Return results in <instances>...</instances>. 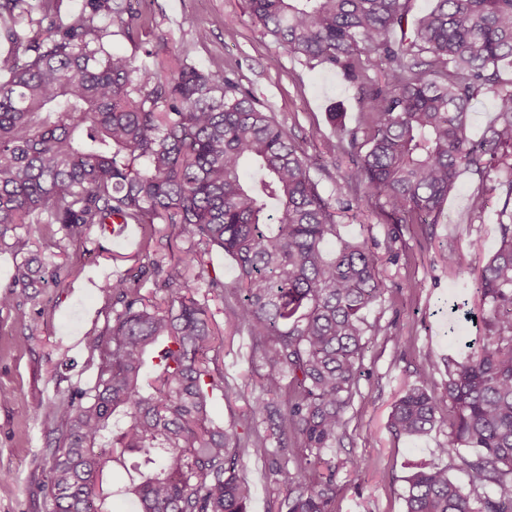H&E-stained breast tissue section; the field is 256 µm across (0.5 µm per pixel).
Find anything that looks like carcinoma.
Returning a JSON list of instances; mask_svg holds the SVG:
<instances>
[{
    "instance_id": "carcinoma-1",
    "label": "carcinoma",
    "mask_w": 512,
    "mask_h": 512,
    "mask_svg": "<svg viewBox=\"0 0 512 512\" xmlns=\"http://www.w3.org/2000/svg\"><path fill=\"white\" fill-rule=\"evenodd\" d=\"M58 2L41 0L35 17L29 0H0V16L13 20L0 39L17 46L0 55V242L22 224L44 225L39 233L57 249L84 243L95 225L118 235L136 224L148 243L163 224L164 238L187 247L165 268L153 261L161 302L126 275L102 283L112 323L91 344L96 380L48 406L59 433L43 449L45 512H101L105 448L151 468L123 490L133 512H250L240 474L250 448L281 477L286 512H334L336 455L368 344L364 312L384 292L376 257L363 241L323 254L337 222L310 176L315 159L223 71L168 68L158 48L143 49L137 64L112 52V31L98 24L106 15L141 45L146 21L130 7L85 0L64 22ZM434 2L412 22L410 0H248V11L287 52L353 79L365 53L387 66L389 82L362 94L363 136L330 117L353 157L356 202L380 203L388 223H435L464 169L507 173L492 187L504 195L499 245L472 281L482 336L448 356L442 388L426 375L410 384L390 427L421 436L448 418L437 457L455 456L471 486L436 460L421 463L405 512H512V80L500 70L512 65V0ZM481 93L494 95L496 118L472 141ZM215 250L236 262L233 283L209 273ZM193 273L205 284L200 299L188 287ZM50 282L60 287L59 273L36 278L28 263L16 265L0 309L27 323L21 301ZM228 287L224 317L250 337L263 372L250 418L224 427L211 416L214 392H242L224 381V338L207 302L224 300ZM118 415L127 422L115 432ZM289 448L307 450L293 454L292 472Z\"/></svg>"
}]
</instances>
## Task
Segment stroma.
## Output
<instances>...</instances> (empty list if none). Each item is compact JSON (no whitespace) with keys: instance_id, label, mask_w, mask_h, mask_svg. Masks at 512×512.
Returning a JSON list of instances; mask_svg holds the SVG:
<instances>
[{"instance_id":"obj_1","label":"stroma","mask_w":512,"mask_h":512,"mask_svg":"<svg viewBox=\"0 0 512 512\" xmlns=\"http://www.w3.org/2000/svg\"><path fill=\"white\" fill-rule=\"evenodd\" d=\"M140 11L151 26L148 45H162L167 58L185 56L198 67L223 70L318 158L310 176L338 212L337 235L326 243V254L335 253L341 242L364 240L377 258L384 293L366 311L375 334L346 413L343 450L344 455L360 458L363 469L355 475L337 467L333 508L404 512L409 462L433 459L436 448L447 441L449 427L442 421L424 436L398 435L390 428L391 409L420 374H431L434 385L442 386L443 360L453 350L448 343L452 302L466 300L474 310L480 306L471 286L472 270L499 245L493 210L503 199L494 195L492 211L480 219L472 214L470 202L473 195L496 185L501 172L491 171L483 179L468 170L461 172L437 223L392 229L379 209L350 207L352 164L337 148L336 124L329 117L340 111L347 128L364 129L362 91L388 80L376 55H362L359 78L351 80L338 68L284 51L251 22L245 0H142ZM200 29L206 30L205 39H197ZM452 251L466 254L470 269H449ZM145 254L136 226L126 238L95 226L86 244L62 249L46 247L35 235L23 247L11 234L0 244V287L10 283L16 264L27 258L40 271L57 270L65 278L61 287L40 289L29 301V308L39 313L36 322L20 326L12 312L0 311V388L11 393L8 402H0V512H42L39 487L47 469L42 450L57 427L46 407L69 391L94 383L96 361L90 341L112 316V302L100 284L115 274L136 273L147 262ZM414 280L419 289H411ZM258 368L249 338L225 332L224 377L243 395L215 398L211 413L216 421L229 423L247 414L246 397L256 391L253 379ZM242 464L251 489L250 512H278L285 491L277 475L253 453L244 455ZM137 465L129 455L123 463L105 467L102 512H128L122 488Z\"/></svg>"}]
</instances>
